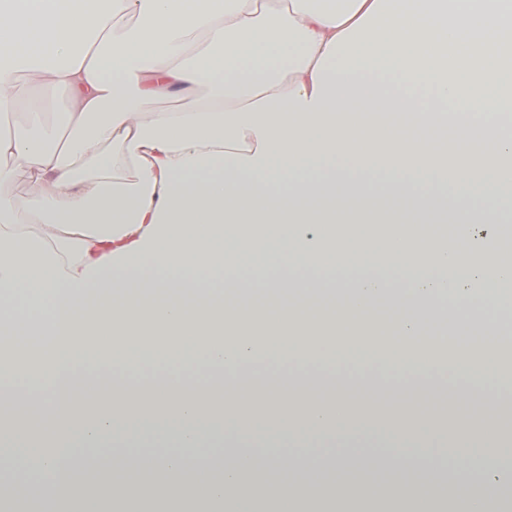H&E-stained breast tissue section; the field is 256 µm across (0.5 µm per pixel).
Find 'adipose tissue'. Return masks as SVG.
I'll use <instances>...</instances> for the list:
<instances>
[{"label":"adipose tissue","instance_id":"adipose-tissue-1","mask_svg":"<svg viewBox=\"0 0 512 512\" xmlns=\"http://www.w3.org/2000/svg\"><path fill=\"white\" fill-rule=\"evenodd\" d=\"M204 44L187 56L189 41ZM0 396L35 405L51 438L25 471L0 465V496L36 487L49 512H447L424 472L464 481L459 460L495 454L484 484L512 485V433L490 423L478 445L455 428L449 454L403 405L405 383L453 365L443 387L463 402L497 387L476 377L503 343L500 323H461L439 302L512 311V261L477 239L418 245L359 216L301 200L377 192L424 204L448 197L464 222L512 210V0H0ZM34 66L20 80L12 59ZM57 111L12 122L33 85ZM208 87L207 99L196 90ZM176 95L177 109L157 108ZM23 177L16 197L2 185ZM292 201L290 209L281 204ZM265 230L262 261L239 258ZM285 277L275 294L270 271ZM168 344L130 352L141 328ZM90 344L164 387L82 388ZM384 379L304 372L355 350ZM282 371L251 382L263 359ZM224 382L199 385L202 366ZM169 429L168 442H112L115 424ZM343 431L332 456L261 448L255 424ZM387 432L357 442L352 432ZM112 453L153 498L111 473L78 499L56 480L63 449ZM357 471L395 474L377 493L346 492Z\"/></svg>","mask_w":512,"mask_h":512}]
</instances>
